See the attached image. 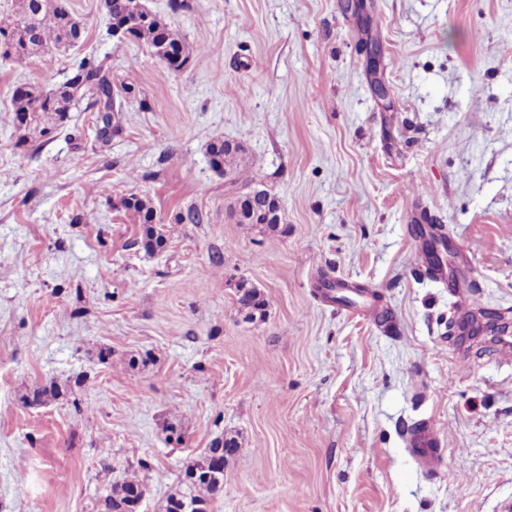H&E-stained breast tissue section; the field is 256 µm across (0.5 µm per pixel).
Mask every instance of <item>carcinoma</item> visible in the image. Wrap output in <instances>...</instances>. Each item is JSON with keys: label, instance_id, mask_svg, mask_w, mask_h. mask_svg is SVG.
<instances>
[{"label": "carcinoma", "instance_id": "carcinoma-1", "mask_svg": "<svg viewBox=\"0 0 512 512\" xmlns=\"http://www.w3.org/2000/svg\"><path fill=\"white\" fill-rule=\"evenodd\" d=\"M19 9L10 22L0 20V57L10 59L17 65L42 52L72 46L80 40L81 24L61 3V0H18ZM104 7L111 18L131 22L134 38L145 41L154 55L167 68L170 51L180 53L182 61H187L189 50L183 38L174 32L164 20L153 11L145 8L143 0H104ZM131 93V87L122 86L118 91L112 84V74L96 57L89 55L77 58L72 63V71L65 83L52 88H21L12 99L11 111L20 122V128L43 137L59 128L67 119V114L82 100H90L89 107L97 112V138L107 144L112 137L122 131L123 103L121 93ZM210 163L213 168L231 174L236 173L242 149L239 144L229 146L227 141L210 144ZM254 205L235 198L229 207L230 217L238 224H253L274 230L282 217L273 216L265 222L260 212L277 201V197L254 180L250 187ZM122 207L131 213L135 220L144 226L142 245L148 252L166 244L164 225L155 223L152 208L140 197L129 196L121 201ZM238 302L254 312L265 311L266 301L260 291L244 283L238 285ZM204 454L195 456L185 467L178 491L168 497L167 502H175L182 512H208V505L219 496L224 487V470L216 469L209 480L194 478L195 470L201 467ZM145 491L142 480L136 471L125 473L121 483L114 484L103 497L101 512H120L126 503L130 490Z\"/></svg>", "mask_w": 512, "mask_h": 512}]
</instances>
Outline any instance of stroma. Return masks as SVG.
I'll use <instances>...</instances> for the list:
<instances>
[{
	"instance_id": "1",
	"label": "stroma",
	"mask_w": 512,
	"mask_h": 512,
	"mask_svg": "<svg viewBox=\"0 0 512 512\" xmlns=\"http://www.w3.org/2000/svg\"><path fill=\"white\" fill-rule=\"evenodd\" d=\"M168 2L146 5L192 49L183 69L109 38L104 0H65L76 45L0 58V512H100L142 460L138 512H161L225 433L240 446L208 512H501L512 336L457 354L456 291L420 266L411 227L440 220L480 323L512 321V0H367L386 104L342 0ZM87 54L133 88L122 132L101 144L80 105L24 138L14 90L61 85ZM218 139L245 148L238 184L278 197L277 231L228 218ZM132 194L168 228L154 254L120 206ZM191 206L203 223H175ZM336 278L390 323L324 299L317 281ZM242 281L264 315L240 309ZM39 386L52 397L24 403ZM424 419L432 468L400 433Z\"/></svg>"
}]
</instances>
